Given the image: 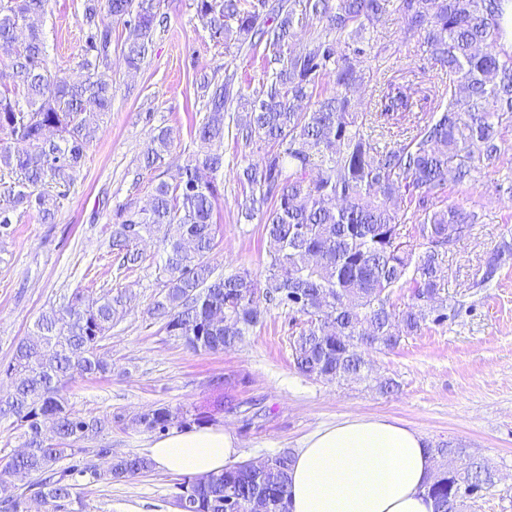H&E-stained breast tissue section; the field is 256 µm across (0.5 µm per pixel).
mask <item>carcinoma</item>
I'll return each mask as SVG.
<instances>
[{
  "instance_id": "obj_1",
  "label": "carcinoma",
  "mask_w": 512,
  "mask_h": 512,
  "mask_svg": "<svg viewBox=\"0 0 512 512\" xmlns=\"http://www.w3.org/2000/svg\"><path fill=\"white\" fill-rule=\"evenodd\" d=\"M161 0H84L85 44L70 81L48 69L39 22L49 0H0V169L17 176L7 205H0V239L11 234L10 213L42 205L48 181L70 184L86 149L97 140L103 116L112 111V24L126 36L121 55L140 68L160 23ZM503 0H193L210 38H232L263 48L266 82L249 94L234 91V75L203 77L212 89L194 138L208 151L190 156L172 180L154 188L149 207L120 208L109 247L122 265L142 261L139 243L158 242L165 254L161 291L148 310L170 336L191 349L224 351L263 323L271 308L305 317L292 342L295 368L326 381L368 378L366 352L392 351L430 321H448L440 295L443 255L478 223L476 212L438 208L433 198L448 178L462 182L495 167L503 129H512V53L500 47ZM408 37L426 44L430 60L448 76V105L407 143L390 145L369 130L401 125L418 106L413 84L390 81L360 112L354 93L369 82L356 67L365 55L362 34L379 25L388 7ZM323 35L300 50L293 40L304 28ZM26 31L24 39L18 32ZM313 102L306 110L304 103ZM238 112L231 117L229 109ZM232 124H226L227 118ZM259 153L244 158L239 177L241 216L259 218L265 236L264 280L247 268L214 275L210 254L219 225L217 173L224 168V133ZM479 151H474V148ZM161 129L143 157L154 168L170 152ZM418 224L413 244L402 225ZM512 248L504 245L485 261L489 284ZM411 288L400 310L393 290ZM130 308L123 293L92 294L76 288L46 308L33 336L18 343L6 373L12 391L0 398V416L13 418L21 450L0 467V512H27L33 491L45 512H70L78 490L110 485L152 471L143 455L114 456L112 449L82 443L112 427L108 417H84L62 393L63 382L103 376L112 365L100 354L114 319ZM235 409L217 402L213 411L151 407L133 422L150 432L189 428ZM436 470L426 487L434 512H460L464 501L494 484L489 466L466 457L459 469L444 459L463 449H432ZM107 456L100 470L95 458ZM293 453L267 457L261 471L235 463L219 473L187 475L179 486L182 512H289ZM36 478L25 491L10 480L17 472Z\"/></svg>"
}]
</instances>
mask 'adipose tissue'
Listing matches in <instances>:
<instances>
[{"instance_id":"adipose-tissue-1","label":"adipose tissue","mask_w":512,"mask_h":512,"mask_svg":"<svg viewBox=\"0 0 512 512\" xmlns=\"http://www.w3.org/2000/svg\"><path fill=\"white\" fill-rule=\"evenodd\" d=\"M158 467L200 476L241 458L224 427L172 431L149 448ZM435 462L419 431L385 418L359 416L320 427L295 453L291 512H433L425 487Z\"/></svg>"}]
</instances>
